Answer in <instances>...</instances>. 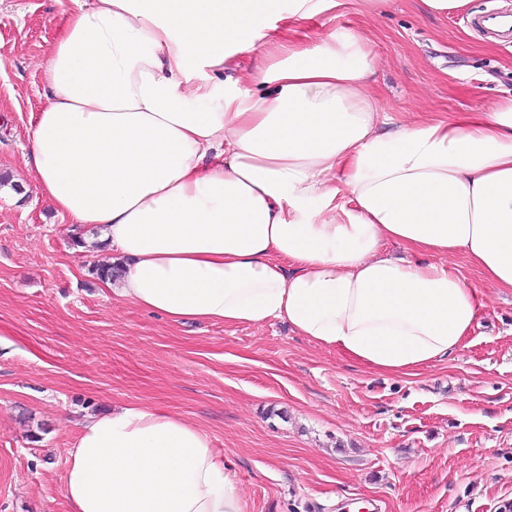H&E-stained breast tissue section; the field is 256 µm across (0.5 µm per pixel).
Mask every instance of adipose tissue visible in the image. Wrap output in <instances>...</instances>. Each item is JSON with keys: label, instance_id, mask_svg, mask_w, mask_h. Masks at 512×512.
Listing matches in <instances>:
<instances>
[{"label": "adipose tissue", "instance_id": "obj_1", "mask_svg": "<svg viewBox=\"0 0 512 512\" xmlns=\"http://www.w3.org/2000/svg\"><path fill=\"white\" fill-rule=\"evenodd\" d=\"M74 2L25 164L60 214L100 228L113 297L176 323L281 320L407 375L478 315L453 256L512 291V98L394 119L352 30L274 41L256 72L198 83L227 45L255 48L276 0ZM64 494L70 512H244L210 436L139 403L81 424Z\"/></svg>", "mask_w": 512, "mask_h": 512}]
</instances>
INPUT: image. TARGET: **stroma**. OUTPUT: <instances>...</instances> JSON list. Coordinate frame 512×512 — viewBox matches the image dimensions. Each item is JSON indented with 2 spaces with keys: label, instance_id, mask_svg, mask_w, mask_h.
Masks as SVG:
<instances>
[{
  "label": "stroma",
  "instance_id": "1",
  "mask_svg": "<svg viewBox=\"0 0 512 512\" xmlns=\"http://www.w3.org/2000/svg\"><path fill=\"white\" fill-rule=\"evenodd\" d=\"M73 0H0V512H69L80 424L146 403L208 432L245 512H498L512 500V292L453 263L482 307L463 346L409 375L358 365L280 322L176 324L112 298L92 274L99 229L68 223L24 164L43 66ZM470 0L435 18L416 0L290 27L310 43L363 31L383 111L443 116L512 96V50L485 49Z\"/></svg>",
  "mask_w": 512,
  "mask_h": 512
}]
</instances>
